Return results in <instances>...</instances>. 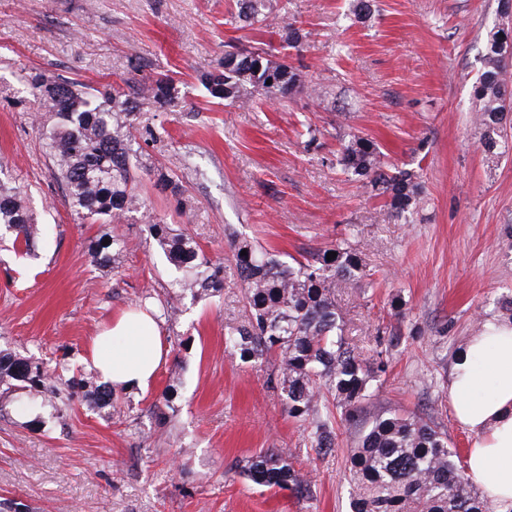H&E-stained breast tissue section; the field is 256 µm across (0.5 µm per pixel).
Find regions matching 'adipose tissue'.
I'll list each match as a JSON object with an SVG mask.
<instances>
[{
    "instance_id": "adipose-tissue-1",
    "label": "adipose tissue",
    "mask_w": 512,
    "mask_h": 512,
    "mask_svg": "<svg viewBox=\"0 0 512 512\" xmlns=\"http://www.w3.org/2000/svg\"><path fill=\"white\" fill-rule=\"evenodd\" d=\"M162 354L156 317L133 308L94 337L87 362L113 385L142 389ZM448 393L457 422L472 436L469 472L485 497L512 507V323H483L452 368Z\"/></svg>"
}]
</instances>
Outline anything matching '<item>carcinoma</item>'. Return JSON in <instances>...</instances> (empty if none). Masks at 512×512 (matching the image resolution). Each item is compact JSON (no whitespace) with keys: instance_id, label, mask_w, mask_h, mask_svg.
<instances>
[{"instance_id":"cac0c4a2","label":"carcinoma","mask_w":512,"mask_h":512,"mask_svg":"<svg viewBox=\"0 0 512 512\" xmlns=\"http://www.w3.org/2000/svg\"><path fill=\"white\" fill-rule=\"evenodd\" d=\"M235 7L232 21L247 27L272 25L268 0H236ZM498 13L508 22L486 33L481 70L472 86L481 147L491 163L512 150L505 108L506 101H512L507 72L512 59L505 55L503 43L506 37L512 39V0H498ZM306 37L294 20L282 27L281 47L298 49ZM199 81L212 98L240 107L250 105L260 92L281 101L300 92L318 95L317 87L306 81L302 65L280 56L276 48L260 46L228 45L219 66L201 74ZM32 86L38 111L48 115L39 126L55 164L54 175L66 187L78 218L89 224H111L140 214L168 262L182 272L171 287L194 299L220 295L223 268L212 265L194 238L157 219L137 188V171L145 169L143 146L135 135L137 98L151 99L161 108L172 105L176 95L172 79L160 75L140 80L133 97L60 76H39ZM382 157L377 143L353 133L338 150L336 165L351 178L367 181L384 199L379 210L382 220H396L419 205V176L388 168ZM153 175L154 189L173 198L179 213H185L180 180L161 169ZM2 228L15 233V249L28 253L34 248L38 228L23 197L0 184ZM124 248L121 240L106 234L87 246L96 266L112 269ZM230 248L249 318L227 331L225 347L243 363L270 368L269 382L288 417L311 422V446L326 454L336 447L337 439L335 416L326 403L356 420L359 403L375 395L388 369L383 351L366 359L350 346L336 305L338 286L357 285L367 278L364 253L345 240L290 262L246 239L231 241ZM329 252L337 256L329 260ZM19 390L41 398L43 406L55 411L61 403L71 404L79 393L108 415L117 408L112 384L71 375L61 362L51 371L42 362L0 349V411ZM347 467L349 512H500L497 503L477 492L447 433L416 413L389 411L375 416ZM241 474L258 487L289 486L302 496L310 493L307 476L272 448L250 457Z\"/></svg>"}]
</instances>
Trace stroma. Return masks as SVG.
<instances>
[{"label": "stroma", "mask_w": 512, "mask_h": 512, "mask_svg": "<svg viewBox=\"0 0 512 512\" xmlns=\"http://www.w3.org/2000/svg\"><path fill=\"white\" fill-rule=\"evenodd\" d=\"M233 0H0V179L19 187L43 228L34 256L0 238V348L86 373L91 339L150 296L179 309L161 323L164 358L149 386L120 390L123 417L73 401L64 414L17 393L0 412V500L30 512H348L346 460L378 413H423L451 444L470 434L454 418L448 375L488 319L512 298V154L491 164L473 121L472 84L498 0H376L366 23L352 0H269L307 33L300 61L317 98L263 95L254 105L214 103L200 84L226 43L279 44L272 29L226 21ZM169 73L174 106L138 101L148 166L177 175L185 214L141 192L153 213L192 236L224 268V294L194 300L171 288L177 272L139 216L83 223L54 178L37 123L30 76L93 86ZM316 134L318 148L307 147ZM356 133L376 141L388 166L419 174L422 203L380 221L382 201L334 163ZM127 244L118 269L92 263L100 234ZM247 239L294 257L341 238L365 254L363 286L340 288L349 342L371 357L377 328L391 329L389 367L359 422L337 418L334 450L317 455L310 427L289 418L267 370L224 351V331L244 322L228 247ZM176 415L160 418L170 375ZM277 449L307 472L311 492L267 489L239 475Z\"/></svg>", "instance_id": "1"}]
</instances>
